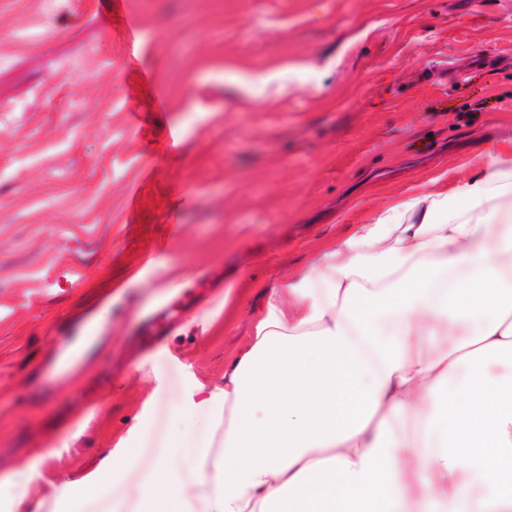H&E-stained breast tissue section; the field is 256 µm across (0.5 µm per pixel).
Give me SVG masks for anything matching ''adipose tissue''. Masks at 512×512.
<instances>
[{
    "mask_svg": "<svg viewBox=\"0 0 512 512\" xmlns=\"http://www.w3.org/2000/svg\"><path fill=\"white\" fill-rule=\"evenodd\" d=\"M482 162L285 280L287 303L255 317L223 388L175 407L176 431L143 422L66 484L72 512H123L140 448L154 464L132 512H512V140ZM440 329L463 338L434 346Z\"/></svg>",
    "mask_w": 512,
    "mask_h": 512,
    "instance_id": "ef3b65f1",
    "label": "adipose tissue"
}]
</instances>
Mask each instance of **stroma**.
Instances as JSON below:
<instances>
[{"instance_id": "35a3bbf8", "label": "stroma", "mask_w": 512, "mask_h": 512, "mask_svg": "<svg viewBox=\"0 0 512 512\" xmlns=\"http://www.w3.org/2000/svg\"><path fill=\"white\" fill-rule=\"evenodd\" d=\"M511 138L512 0H0V476L33 464L0 512L223 388L283 278Z\"/></svg>"}]
</instances>
